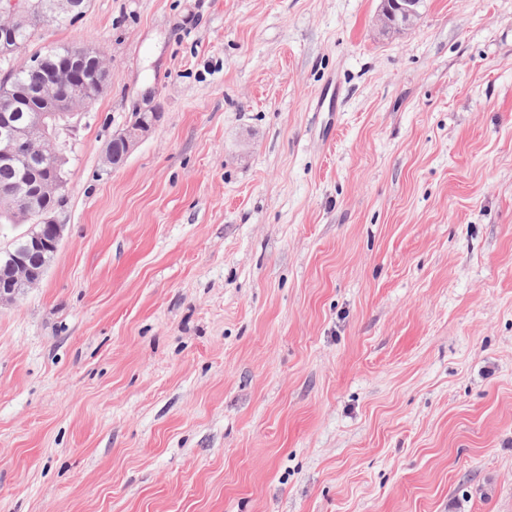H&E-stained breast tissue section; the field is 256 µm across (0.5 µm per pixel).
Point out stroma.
I'll return each mask as SVG.
<instances>
[{"mask_svg":"<svg viewBox=\"0 0 512 512\" xmlns=\"http://www.w3.org/2000/svg\"><path fill=\"white\" fill-rule=\"evenodd\" d=\"M380 8L90 0L0 62H109L0 302V512H512V0ZM419 0H385L379 15L385 29L401 27L403 23H411L419 14ZM152 105L137 106L133 111L139 113V117L136 122L130 123L126 128H122L116 131L112 135L113 140L119 141L123 145V152L117 154L111 152L109 147L107 148V160L109 161L112 168L121 166L136 146V144L144 138L155 124L160 119V113L155 112ZM56 210L44 213L41 220L47 225V236H35L31 240V246L37 250L51 249L57 251L63 238L64 224H59L56 219Z\"/></svg>","mask_w":512,"mask_h":512,"instance_id":"35a3bbf8","label":"stroma"}]
</instances>
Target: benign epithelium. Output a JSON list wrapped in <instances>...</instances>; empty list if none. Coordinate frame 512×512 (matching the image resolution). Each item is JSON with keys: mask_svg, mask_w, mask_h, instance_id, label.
Listing matches in <instances>:
<instances>
[{"mask_svg": "<svg viewBox=\"0 0 512 512\" xmlns=\"http://www.w3.org/2000/svg\"><path fill=\"white\" fill-rule=\"evenodd\" d=\"M419 0H386L379 15L386 29L401 27L411 23L419 14ZM5 18L0 20V55H12L17 51L13 33V20L16 12L15 0H5L0 7ZM98 64L97 77L89 92H84V63ZM108 63L103 58L100 46L89 41L78 46L70 61L64 66L47 68L43 80L31 92L33 100L27 112H20L17 100L12 98L0 104V163L9 164L20 157H26L38 164L43 177L36 183L25 186V204L36 198L57 197L65 199L66 181L59 171L65 160L68 135L73 129L72 120L103 90L108 77ZM136 122L116 131L112 139L123 145V152H107V160L112 167L121 166L136 146L160 119V113L151 106H138ZM43 223L48 235L35 236L31 246L37 250H56L63 238L64 225L57 222L55 211L44 213ZM18 277L27 288L39 284L45 270L29 267L22 255L15 256Z\"/></svg>", "mask_w": 512, "mask_h": 512, "instance_id": "7a95c632", "label": "benign epithelium"}]
</instances>
